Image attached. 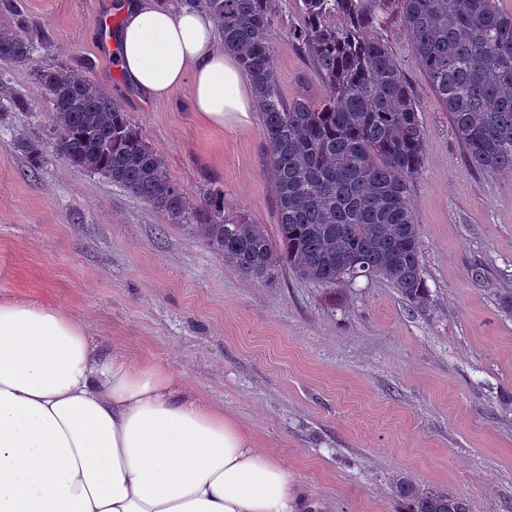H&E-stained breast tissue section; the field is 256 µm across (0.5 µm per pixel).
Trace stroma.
<instances>
[{
	"mask_svg": "<svg viewBox=\"0 0 512 512\" xmlns=\"http://www.w3.org/2000/svg\"><path fill=\"white\" fill-rule=\"evenodd\" d=\"M113 0H23L42 67L69 66L111 93L192 198L224 191L230 210L276 238L261 117L216 129L188 87L159 100L103 55ZM271 29L285 98L326 88L288 29ZM377 35L418 106L424 162L412 183L431 303L388 281L318 286L283 269L242 277L183 224L122 188L48 158L29 175L26 144L50 137L31 71L0 66V296L44 299L86 321L104 349L181 374L223 407L326 512H397L407 477L512 512V175L470 164L447 110L415 64L396 16ZM16 97L26 111L9 109Z\"/></svg>",
	"mask_w": 512,
	"mask_h": 512,
	"instance_id": "1",
	"label": "stroma"
}]
</instances>
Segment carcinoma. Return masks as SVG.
Instances as JSON below:
<instances>
[{
    "label": "carcinoma",
    "instance_id": "obj_1",
    "mask_svg": "<svg viewBox=\"0 0 512 512\" xmlns=\"http://www.w3.org/2000/svg\"><path fill=\"white\" fill-rule=\"evenodd\" d=\"M220 23L224 50L237 57L262 117L279 240L261 224L226 210L224 191L194 203L169 174L143 129L84 71L38 69L52 106L49 149L28 156L38 171L49 151L101 176L164 215L188 225L242 276L270 280L288 266L331 287L382 277L412 305L430 290L411 203L424 161L418 108L386 43L374 36L399 18L414 61L448 110L467 158L489 173H512V13L497 0H294L301 24L288 29L327 87L314 100L284 98L270 32L277 0H202ZM16 22L0 27V63L34 67V42L19 0ZM400 512H470L447 491L398 479Z\"/></svg>",
    "mask_w": 512,
    "mask_h": 512
}]
</instances>
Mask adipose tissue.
I'll use <instances>...</instances> for the list:
<instances>
[{
  "instance_id": "adipose-tissue-1",
  "label": "adipose tissue",
  "mask_w": 512,
  "mask_h": 512,
  "mask_svg": "<svg viewBox=\"0 0 512 512\" xmlns=\"http://www.w3.org/2000/svg\"><path fill=\"white\" fill-rule=\"evenodd\" d=\"M115 64L140 90L190 86L224 128L253 110L237 59L204 8L119 0ZM0 512H318L286 467L256 448L182 376L104 352L70 311L0 299Z\"/></svg>"
}]
</instances>
